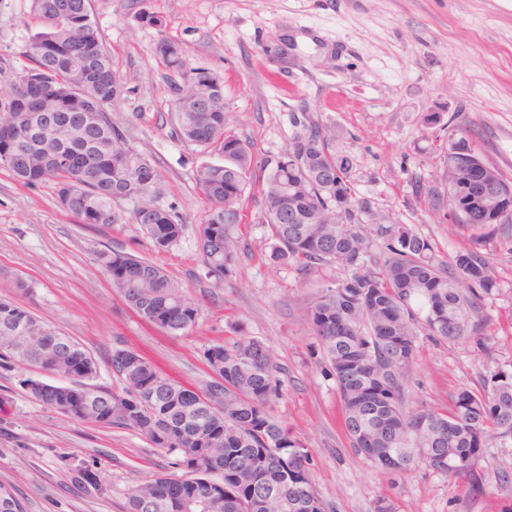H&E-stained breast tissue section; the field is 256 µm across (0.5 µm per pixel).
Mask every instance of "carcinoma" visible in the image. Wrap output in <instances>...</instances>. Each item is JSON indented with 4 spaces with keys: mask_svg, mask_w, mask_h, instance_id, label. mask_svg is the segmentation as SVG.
I'll return each instance as SVG.
<instances>
[{
    "mask_svg": "<svg viewBox=\"0 0 512 512\" xmlns=\"http://www.w3.org/2000/svg\"><path fill=\"white\" fill-rule=\"evenodd\" d=\"M32 14L40 31L8 99L12 111L0 112V168L24 185L53 184L59 205L80 224H120L114 203L131 200L133 223L154 245H176L186 224L159 203L160 171L130 145L108 111L125 93V81L90 0H32ZM153 56L163 70L178 139L220 158L194 173L208 204L196 227L208 275L219 281L240 262L229 220H240L238 204L253 188L272 262L295 267L303 279L320 266L344 271L321 286L307 319L336 377L350 446L384 473L424 464L467 475L489 443L512 441V369L492 372L479 393L460 391L445 412L408 411L404 404L419 337L482 340L484 304L497 278L491 253L479 243L492 232L512 241L507 196L493 206L483 201L485 181L509 192L503 174L490 170L483 182L470 175L468 163L478 152L473 133L463 130L457 141L440 144L441 185L460 214L458 223L478 245L442 256L412 224L364 223L378 202L356 196L354 157L333 128L303 112L288 146L259 162L227 129L221 77L187 68L183 47L167 37L154 44ZM99 262L142 321L175 336L196 325L198 305L152 262L121 252H103ZM206 360L214 379L194 406L187 388L150 360L116 349L112 367L124 381L117 393L99 382L100 368L89 352L0 298V366L64 373L86 388V398L76 402L30 378L27 390L41 406L78 421L132 429L172 457L174 471L130 490L127 512H177L168 497L174 483L209 502L207 512H246L255 479L277 492L278 512H326L312 489L306 454L273 415L282 368L270 350L243 338L231 347H208Z\"/></svg>",
    "mask_w": 512,
    "mask_h": 512,
    "instance_id": "carcinoma-1",
    "label": "carcinoma"
}]
</instances>
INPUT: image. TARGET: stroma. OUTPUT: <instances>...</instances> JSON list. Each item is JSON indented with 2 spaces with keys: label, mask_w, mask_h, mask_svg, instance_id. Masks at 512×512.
I'll list each match as a JSON object with an SVG mask.
<instances>
[{
  "label": "stroma",
  "mask_w": 512,
  "mask_h": 512,
  "mask_svg": "<svg viewBox=\"0 0 512 512\" xmlns=\"http://www.w3.org/2000/svg\"><path fill=\"white\" fill-rule=\"evenodd\" d=\"M127 91L113 103L114 123L162 174L161 205L187 224L181 241L157 250L130 215L109 228L78 223L51 184L26 186L0 170V296L70 336L98 362L100 381L122 391L113 350L131 349L184 386L212 372L205 352L242 337L265 343L283 368L276 419L305 448L312 486L327 512H373L378 498L396 512H512V481L498 459L512 444L484 448L473 475L451 476L418 465L380 473L351 448L340 397L306 308L334 275L302 281L293 267L268 259V229L252 194L233 225L246 248L235 270L208 277L196 226L207 204L195 188L196 147L173 132L161 69L152 55L160 36L182 43L185 63L224 78L229 127L257 158L284 150L307 110L335 127L356 159L357 195L376 199L390 218L414 225L440 254L471 244L428 204L443 164L434 151L459 129L476 130L485 159L512 180V0H91ZM164 17V30L144 22ZM38 27L31 0H0V101H7ZM440 121L426 124L427 113ZM112 250L146 259L181 282L199 305L182 336L144 323L113 290L98 256ZM498 289L485 302L486 346L419 337L405 382L407 409L451 408L457 393L512 366V254L498 248ZM33 283V294L15 289ZM30 367L0 368V484L25 512H126L129 490L168 470L167 455L136 431L79 422L42 407L24 382Z\"/></svg>",
  "instance_id": "stroma-1"
}]
</instances>
